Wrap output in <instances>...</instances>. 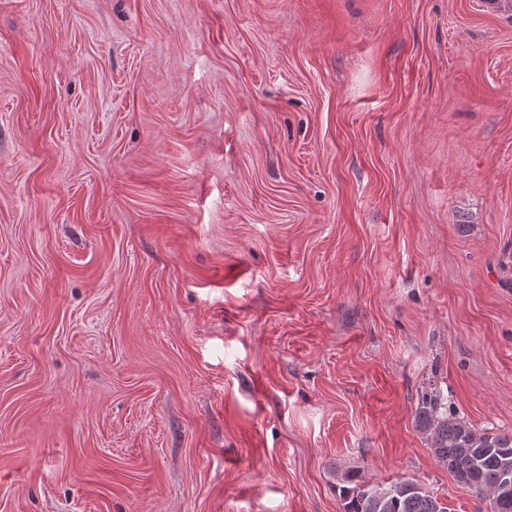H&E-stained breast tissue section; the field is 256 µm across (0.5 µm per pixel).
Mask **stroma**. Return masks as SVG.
<instances>
[{
    "label": "stroma",
    "mask_w": 512,
    "mask_h": 512,
    "mask_svg": "<svg viewBox=\"0 0 512 512\" xmlns=\"http://www.w3.org/2000/svg\"><path fill=\"white\" fill-rule=\"evenodd\" d=\"M512 0H0V512H488ZM416 425L428 442L436 462L465 488L489 500L490 512H512V498L493 496L495 486L504 476L498 493L510 497L512 483L506 471H512V434L478 430L462 417L448 414L440 392L431 386L421 390ZM343 512H451L448 503L423 484L410 480L389 485L372 483L360 469L338 476Z\"/></svg>",
    "instance_id": "stroma-1"
}]
</instances>
